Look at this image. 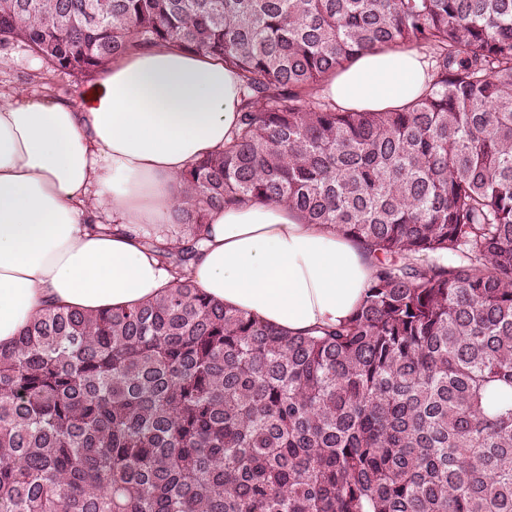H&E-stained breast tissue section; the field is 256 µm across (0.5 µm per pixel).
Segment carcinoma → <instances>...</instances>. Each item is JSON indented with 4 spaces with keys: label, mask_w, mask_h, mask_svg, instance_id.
<instances>
[{
    "label": "carcinoma",
    "mask_w": 512,
    "mask_h": 512,
    "mask_svg": "<svg viewBox=\"0 0 512 512\" xmlns=\"http://www.w3.org/2000/svg\"><path fill=\"white\" fill-rule=\"evenodd\" d=\"M97 76L207 53L242 86L174 223L286 203L376 259L347 321L292 335L158 248L165 295L49 309L0 344V512H512V0H0V47ZM426 48L383 112L317 95L356 54Z\"/></svg>",
    "instance_id": "1"
}]
</instances>
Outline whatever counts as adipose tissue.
<instances>
[{"label":"adipose tissue","mask_w":512,"mask_h":512,"mask_svg":"<svg viewBox=\"0 0 512 512\" xmlns=\"http://www.w3.org/2000/svg\"><path fill=\"white\" fill-rule=\"evenodd\" d=\"M414 49L354 57L321 90L380 111L416 98ZM241 82L204 53L168 45L112 60L79 102L0 92V343L56 306L97 313L163 296L175 277L155 248L179 180L237 127ZM363 246L285 203L210 212L189 275L224 306L298 334L348 320L369 284Z\"/></svg>","instance_id":"adipose-tissue-1"}]
</instances>
